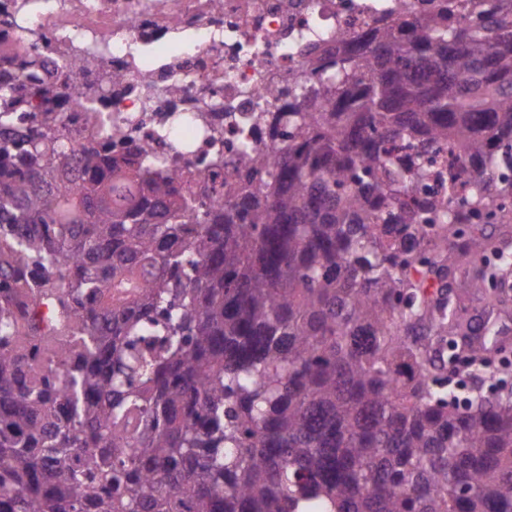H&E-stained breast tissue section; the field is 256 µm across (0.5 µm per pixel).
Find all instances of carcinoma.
Listing matches in <instances>:
<instances>
[{
  "mask_svg": "<svg viewBox=\"0 0 512 512\" xmlns=\"http://www.w3.org/2000/svg\"><path fill=\"white\" fill-rule=\"evenodd\" d=\"M346 42L208 207L0 84V512H512V399L431 371L512 221V3Z\"/></svg>",
  "mask_w": 512,
  "mask_h": 512,
  "instance_id": "1",
  "label": "carcinoma"
}]
</instances>
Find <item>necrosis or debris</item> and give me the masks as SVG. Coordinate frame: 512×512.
Listing matches in <instances>:
<instances>
[{"label": "necrosis or debris", "instance_id": "necrosis-or-debris-1", "mask_svg": "<svg viewBox=\"0 0 512 512\" xmlns=\"http://www.w3.org/2000/svg\"><path fill=\"white\" fill-rule=\"evenodd\" d=\"M400 2L415 15L434 0H0V80L13 79L10 51L41 58L24 79L47 86L71 142L150 146L160 172L200 174L220 154L232 177L242 140L283 146L305 47L334 71L337 32L367 33Z\"/></svg>", "mask_w": 512, "mask_h": 512}]
</instances>
